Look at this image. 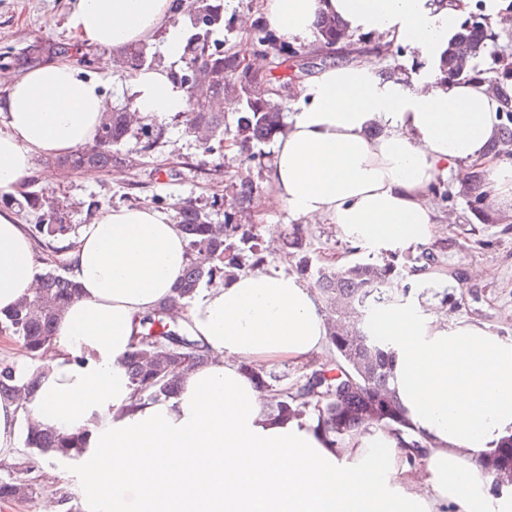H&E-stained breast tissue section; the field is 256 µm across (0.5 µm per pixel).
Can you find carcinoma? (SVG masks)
I'll list each match as a JSON object with an SVG mask.
<instances>
[{"label": "carcinoma", "mask_w": 512, "mask_h": 512, "mask_svg": "<svg viewBox=\"0 0 512 512\" xmlns=\"http://www.w3.org/2000/svg\"><path fill=\"white\" fill-rule=\"evenodd\" d=\"M186 45L181 56V73L174 74L179 85L204 86L207 96L189 104L186 126L198 140L203 154L212 157L224 150V88L236 79L241 109L237 118L232 146L249 162L259 160L262 153L254 147L271 142L280 132L283 112L278 101L293 89L292 78L276 71L286 66L300 50L279 40L269 29L258 25L247 37L255 53L269 59L270 68L261 77L239 71L237 50L224 48V6L222 0H193L181 12ZM345 37L344 25L334 16H323L318 22L317 40L333 44ZM488 34L483 21L461 24L443 54L441 72L449 78L474 76L472 66L459 72L460 58L478 57ZM161 63L158 52L148 44L131 45L123 50L116 66L132 74ZM492 90L500 102L507 122L512 124V96L503 84L495 82ZM131 135L127 113L104 115L94 141L60 159L58 165L78 172L84 168L107 170L124 161L119 146ZM236 212L224 210V199L213 197L209 206L191 201L175 207V220L188 242L190 262L174 296L155 312L142 319V331L134 349L124 359V367L136 396L170 397L177 393L179 377L185 371L209 361L208 352L187 336L174 315L175 310L193 299L199 289L215 281H223L243 267V260L260 251L259 237L253 226L239 224L235 213L249 209L256 185L251 178L235 182ZM19 195L27 207L39 210L43 197L27 184ZM43 249L58 253L55 242L70 233V226L54 213L30 228ZM291 256L296 270L310 277L332 313L328 343L335 359L318 364L300 385L284 383L286 376L252 372L257 387L270 393L273 415L293 419L310 411L317 427L332 444L342 445L347 437L366 425H375L400 440L411 462L421 460L423 443L404 414L393 383L394 352L383 339L372 335L364 326L365 318L375 309L398 303V289L391 287L397 271L394 255L382 254L368 260H355L342 267L332 262L312 264L304 253L303 229L296 224L289 233ZM78 295L77 284L54 264L40 275L39 291L22 301L12 311L0 315V335L13 336L31 360L39 358L54 339L56 324L63 309ZM15 366L0 365V396L21 390L14 384ZM83 434L59 435L50 429L27 427L23 446L27 454L69 460L72 452L82 448ZM481 475L491 479L490 492L497 496L503 487L497 473L512 472V442L480 466ZM33 487L25 473L0 482V499L22 501Z\"/></svg>", "instance_id": "1"}]
</instances>
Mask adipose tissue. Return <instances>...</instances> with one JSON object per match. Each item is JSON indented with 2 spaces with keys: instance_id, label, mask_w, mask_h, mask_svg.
<instances>
[{
  "instance_id": "ef3b65f1",
  "label": "adipose tissue",
  "mask_w": 512,
  "mask_h": 512,
  "mask_svg": "<svg viewBox=\"0 0 512 512\" xmlns=\"http://www.w3.org/2000/svg\"><path fill=\"white\" fill-rule=\"evenodd\" d=\"M471 0H262L270 28L308 42L321 15L351 33H374L429 62L413 84L381 75L378 57L323 69L299 90L274 148L272 197L305 223L335 225L352 246L386 253L433 235L438 177L475 164L489 202L512 210V166L489 146L497 103L484 84L443 81L439 60ZM173 0H74L67 27L114 68L124 46L165 32L180 58L185 32ZM135 111H186L162 68L130 79ZM112 106L99 79L51 60L11 78L0 103V193L30 173L33 155L56 157L93 142ZM79 286L41 378L0 398V461L17 458L33 422L84 432L74 463L83 512H512V491L492 495L476 461L512 437V340L484 324L410 303L366 325L392 347L397 395L425 448L412 466L398 439L378 429L330 444L314 423L274 419L244 365L302 366L325 351L327 316L301 279L254 270L202 290L177 321L211 354L173 397L138 399L122 365L143 317L172 294L189 257L173 211L106 209L65 250ZM41 262L25 225L0 209V310L31 297Z\"/></svg>"
}]
</instances>
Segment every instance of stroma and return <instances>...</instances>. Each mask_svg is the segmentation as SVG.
I'll use <instances>...</instances> for the list:
<instances>
[{
    "label": "stroma",
    "instance_id": "35a3bbf8",
    "mask_svg": "<svg viewBox=\"0 0 512 512\" xmlns=\"http://www.w3.org/2000/svg\"><path fill=\"white\" fill-rule=\"evenodd\" d=\"M72 0H0V48L11 47L14 61L0 67V85L7 78L46 60L48 44H72L73 58L90 57L87 75L97 77L116 110H133L134 97L119 75L102 72L97 64L98 50L75 43L65 23ZM493 36L487 41L473 66L483 76L498 75L512 63V20L487 17ZM377 39L372 34L359 35L354 44L342 43L333 48L318 49L312 54L291 61L289 71L297 84L311 80L314 73L353 61V46L372 50ZM161 139L151 156H142L136 139H129L120 151L124 165L101 173L95 181H86L82 174L69 175L59 169L53 159L35 156L31 177L44 193L42 209L18 208L24 225L38 223L44 214L61 208L67 224L72 227L93 222L98 210L120 205L150 206L171 210L176 203L192 200L203 204L212 195L232 200L233 185L238 176H250L256 185L254 204L240 214L241 223L254 225L264 244L263 266L267 269L294 273L295 264L285 254L284 236L296 219L277 202L267 201L270 188L268 164L243 161L234 153L225 154L219 171L201 166V150L195 137L186 128L183 118L154 120ZM181 141L179 151H170L172 141ZM448 196L443 210L450 223L435 227L432 238L423 245L401 253V277H409V269L422 253L433 254L435 261L428 270L430 279L413 281L411 296L420 306L450 307L460 316L483 323L492 333L512 338V212L486 206L483 217H475L469 208V188L455 180L444 182ZM97 201V210L87 207ZM307 248L314 255L342 254L348 260L369 256L366 248L354 249L338 237L335 225L319 224L306 229ZM34 490L23 501H0V512H40L45 498H56L63 512H82L79 478L72 462L50 456L37 457L31 473Z\"/></svg>",
    "mask_w": 512,
    "mask_h": 512
}]
</instances>
